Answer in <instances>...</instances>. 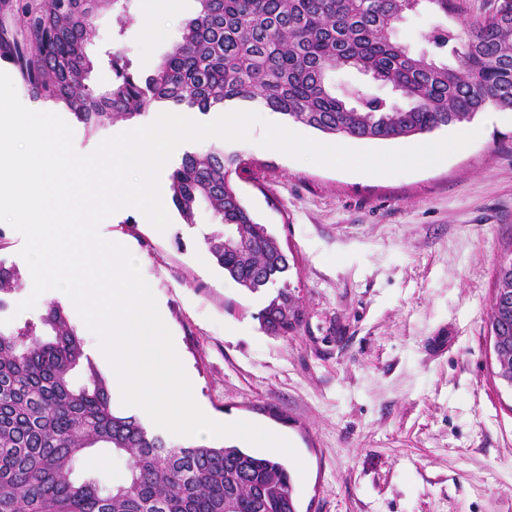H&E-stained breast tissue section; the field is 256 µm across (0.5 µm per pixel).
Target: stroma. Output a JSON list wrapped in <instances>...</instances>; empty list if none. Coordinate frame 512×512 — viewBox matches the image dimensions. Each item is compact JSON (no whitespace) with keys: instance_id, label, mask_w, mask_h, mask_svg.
Here are the masks:
<instances>
[{"instance_id":"1","label":"stroma","mask_w":512,"mask_h":512,"mask_svg":"<svg viewBox=\"0 0 512 512\" xmlns=\"http://www.w3.org/2000/svg\"><path fill=\"white\" fill-rule=\"evenodd\" d=\"M132 0L125 27L100 11L90 53L117 44L150 75L194 16L195 0H161L164 28L141 23ZM86 133L78 153L144 126ZM467 150L413 172L371 175L297 160L246 141H221L248 168L235 182L258 221L281 242L303 321L268 335L256 314L265 293L225 277L204 237L220 219L199 207L193 223L170 210L158 231L127 207L99 226L102 237L139 256L194 395L217 421H252L285 435L301 459L289 464L297 512H512V389L494 375L489 301L499 260L512 254V111L480 112ZM22 236L0 223V260L22 288L0 318L39 322L58 301L85 346L91 333L63 292L17 312L32 280ZM449 336L441 355L431 339Z\"/></svg>"}]
</instances>
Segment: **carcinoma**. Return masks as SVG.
<instances>
[{
  "instance_id": "cac0c4a2",
  "label": "carcinoma",
  "mask_w": 512,
  "mask_h": 512,
  "mask_svg": "<svg viewBox=\"0 0 512 512\" xmlns=\"http://www.w3.org/2000/svg\"><path fill=\"white\" fill-rule=\"evenodd\" d=\"M436 16L455 0H195L180 39L142 79L122 51L108 52L112 84H87L94 61L88 33L101 10L118 22L129 0H0V62L34 99L62 106L93 133L130 121L154 103L201 114L254 101L286 120L346 139L392 141L470 121L488 106L512 111V0L489 13L429 32V53H414L391 33L413 2ZM452 54L456 64L443 57ZM369 72L391 86L387 99L363 89L336 91L330 72ZM238 154L213 147L186 152L170 174L171 201L185 223L206 205L236 234L205 237L207 251L239 287L276 294L258 313L275 335L301 322L286 276L288 255L245 205L231 175ZM21 287L0 262L4 296ZM489 326L512 336V295L503 312L493 295ZM86 383L75 386V371ZM92 448L128 458L107 486L76 474ZM0 512H296L287 465L237 447L173 446L135 417L113 411L108 382L82 338L53 301L35 324L0 331Z\"/></svg>"
}]
</instances>
